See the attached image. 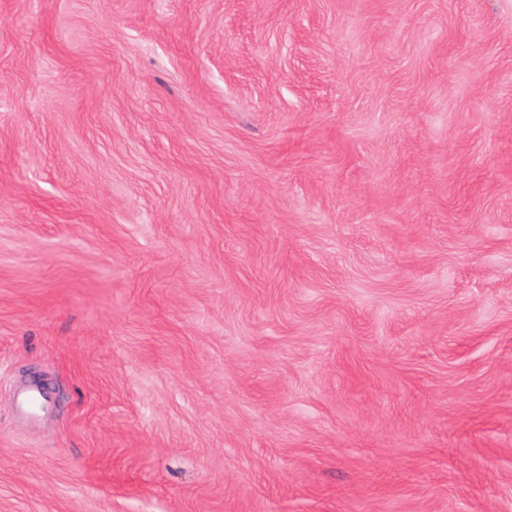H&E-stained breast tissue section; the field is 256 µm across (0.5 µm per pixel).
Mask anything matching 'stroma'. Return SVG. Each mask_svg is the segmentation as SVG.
<instances>
[{
  "label": "stroma",
  "instance_id": "obj_1",
  "mask_svg": "<svg viewBox=\"0 0 512 512\" xmlns=\"http://www.w3.org/2000/svg\"><path fill=\"white\" fill-rule=\"evenodd\" d=\"M0 512H512V0H0Z\"/></svg>",
  "mask_w": 512,
  "mask_h": 512
}]
</instances>
